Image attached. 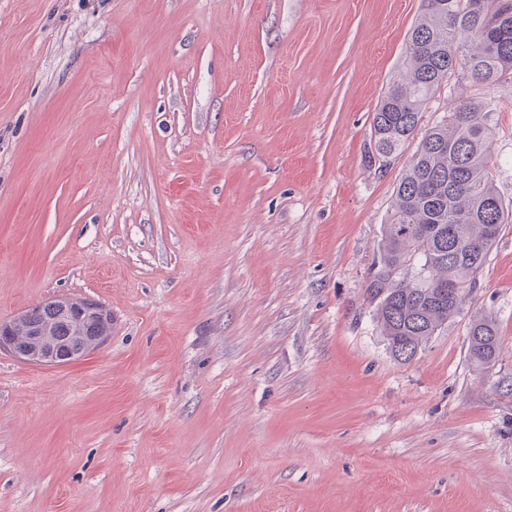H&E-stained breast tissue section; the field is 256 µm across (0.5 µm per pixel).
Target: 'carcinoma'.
<instances>
[{"mask_svg": "<svg viewBox=\"0 0 512 512\" xmlns=\"http://www.w3.org/2000/svg\"><path fill=\"white\" fill-rule=\"evenodd\" d=\"M458 72L482 86L512 78V0H424L403 68L373 115L366 156L380 169L410 139L421 136L397 185L366 285L382 336L402 363L459 312L466 290L476 287L490 248L512 216L494 186L484 102L464 101L444 123L419 134L425 103ZM412 257L419 263L415 276L392 275ZM448 279L458 296L433 288L434 281ZM468 341L476 366L487 368L496 361L501 338L491 319H474Z\"/></svg>", "mask_w": 512, "mask_h": 512, "instance_id": "obj_1", "label": "carcinoma"}]
</instances>
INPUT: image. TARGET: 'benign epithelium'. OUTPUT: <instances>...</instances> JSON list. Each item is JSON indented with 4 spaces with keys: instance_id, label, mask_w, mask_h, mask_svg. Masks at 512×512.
<instances>
[{
    "instance_id": "benign-epithelium-1",
    "label": "benign epithelium",
    "mask_w": 512,
    "mask_h": 512,
    "mask_svg": "<svg viewBox=\"0 0 512 512\" xmlns=\"http://www.w3.org/2000/svg\"><path fill=\"white\" fill-rule=\"evenodd\" d=\"M61 316L77 326L93 324L97 335L91 339L73 336L64 343L51 335L50 327L30 326L33 309L28 308L9 321H0V353L37 365L72 363L102 345L108 338L112 313L104 305L87 299L57 297L50 301Z\"/></svg>"
}]
</instances>
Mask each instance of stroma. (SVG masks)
I'll return each instance as SVG.
<instances>
[{
	"instance_id": "stroma-1",
	"label": "stroma",
	"mask_w": 512,
	"mask_h": 512,
	"mask_svg": "<svg viewBox=\"0 0 512 512\" xmlns=\"http://www.w3.org/2000/svg\"><path fill=\"white\" fill-rule=\"evenodd\" d=\"M421 7L0 0V319L112 313L82 360L0 353V512H512V223L411 362L366 296ZM471 98L510 202L512 80L452 77L421 126ZM469 357L477 367L487 368L494 363L501 348V338L492 319L479 317L469 327Z\"/></svg>"
}]
</instances>
